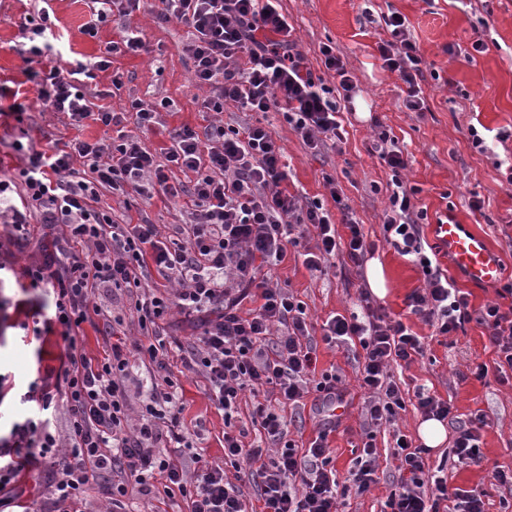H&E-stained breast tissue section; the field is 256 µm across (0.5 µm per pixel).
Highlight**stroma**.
Returning a JSON list of instances; mask_svg holds the SVG:
<instances>
[{
	"label": "stroma",
	"mask_w": 512,
	"mask_h": 512,
	"mask_svg": "<svg viewBox=\"0 0 512 512\" xmlns=\"http://www.w3.org/2000/svg\"><path fill=\"white\" fill-rule=\"evenodd\" d=\"M288 20L296 29L299 47L304 51L316 75L328 86H336L333 73L322 62L320 49L329 45L340 53L351 71L359 92L354 105L343 108L339 118L344 133L336 148L311 154L289 129L282 117L271 112L269 124L287 158L286 184L291 194L310 199H328L326 177L336 180V188L349 204L354 219L362 224L368 241L374 242L373 256L386 269L388 294L379 306L396 318H402L422 336L425 354L409 366L392 367L395 381L404 390L426 385L436 397L450 402L453 412L466 420L476 413L485 414L487 426L481 431L485 461L479 467L458 466L448 458L449 445L429 451V468L443 467L450 487L465 490L479 488L489 494V512H512V492L493 486L494 469H512V381L500 382L495 369L496 349L491 331L475 315L489 303L512 309V297L502 298L498 284L512 281V185L496 162L512 161V137L499 142L497 134H512V0H280ZM35 0H0V86L8 96L0 98V108L13 104V90L25 81L29 67L20 25L32 13ZM57 24L54 32L66 47L60 66L75 60L89 61L99 56L106 44L118 40L123 25L143 34L148 52L114 57L111 70L99 73L96 85L105 91L103 105L121 109L140 98L158 104L161 126L147 132L143 140L158 152L169 147L175 129L187 125L203 130L220 120L235 127L256 119L255 113L226 107L216 114L203 111L205 96L192 81L189 64L178 51L187 37V29L175 22L158 23L156 0H143L139 10L127 19L111 17L97 25L96 34H88L92 22L88 0H52ZM400 12L422 56L425 76L421 83L426 108L417 113L403 105L405 86L397 74L384 71L376 58V44L385 35L384 15ZM484 40L485 52L472 51L475 40ZM455 54H448V46ZM120 73L122 86L113 89L112 75ZM22 120L0 118V178L10 177L20 160L14 157L11 143L22 129H29L38 147L64 144L75 139L111 142L119 130L84 120L81 126L64 124L44 112L35 96L24 101ZM391 129L408 156L403 177L418 187V198L427 210L424 236L438 250L442 269L458 288L467 292L473 320L463 330L449 336L433 335L431 328L408 314L407 295L422 287L419 270L382 240V224L389 209L387 184L390 171L381 159L370 153L375 123ZM484 126L487 151L474 149L468 140V126ZM191 173L173 169L169 182L178 187L175 196L160 192L148 195L118 196L109 191L100 194L99 206L111 212L118 223L148 220L162 235H170L173 225L189 222L192 201L184 188ZM483 202L481 210L470 207L473 198ZM452 215L460 223L483 236L500 261L497 284L479 285L459 272L446 250L440 249L434 226L438 217ZM272 278L304 302L308 320L321 328L330 315H347L360 304V292L367 289L365 271L343 264H324L322 270H309L298 249H288L283 261L272 270ZM38 301L36 291L22 292L15 282L0 288V377L9 392L0 400V432L8 433L14 422L23 420L26 405L20 397L37 376L55 373L64 353L59 333L34 334L26 328L25 314L14 310L20 298ZM317 371H333L342 378L352 394L341 423L329 437V446L338 479H346L354 458L362 446L360 411L364 394L358 387L357 363L353 353L318 343ZM486 364L488 374L477 378L476 365ZM170 371L179 385L188 426L201 430L204 439L199 452L204 460L224 461V413L210 400L204 378L187 370L178 351L170 353ZM316 392H309L299 407H284L292 439L307 447L317 434ZM391 437L380 431L376 437L379 481L360 496L341 498L340 512H382L392 485L398 478L395 462L387 450Z\"/></svg>",
	"instance_id": "stroma-1"
}]
</instances>
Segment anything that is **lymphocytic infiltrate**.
I'll return each mask as SVG.
<instances>
[{"instance_id":"lymphocytic-infiltrate-1","label":"lymphocytic infiltrate","mask_w":512,"mask_h":512,"mask_svg":"<svg viewBox=\"0 0 512 512\" xmlns=\"http://www.w3.org/2000/svg\"><path fill=\"white\" fill-rule=\"evenodd\" d=\"M160 3V22L175 21L190 30L181 53L194 84L209 90L205 109L220 113L230 104L245 112H280L315 153L341 140L339 103L352 99L356 84L329 45L320 52L338 88L313 73L279 0ZM37 16L29 29L28 52L43 66L29 70L28 79L45 111L73 125L90 119L118 126L130 117L138 132L121 136L116 144L76 139L67 148L48 151L31 142L12 145L26 162L17 179L0 180V220L12 226L10 244L29 253L23 269L28 288L52 291V303H41L36 314L45 329L60 326L66 353L56 374L36 378L21 395L32 416L0 438V507L10 505L23 471L49 460L56 464L48 482L53 512H78L84 494L103 478L109 481L112 512H123L133 489L148 498L188 493L190 512H249L240 487L224 471L244 462L261 480V512H338L339 482L327 436L339 424L335 410L347 390L331 372L312 379L315 359L304 305L285 289L270 286L265 269L281 262L288 247L299 246L297 229L309 227L314 244L304 252L308 269L321 270L339 255L362 267L374 246L367 243L361 224L334 192V180L326 182L333 190L330 208L320 199L300 201L283 188L284 149L262 123L240 129L214 125L203 134L185 126L162 154L152 153L140 134L159 123L154 105L135 99L128 112H115L95 106L88 93L98 73L110 71L114 56L146 50L141 32L123 29L99 60H77L64 69L57 63L60 50L49 7L40 8ZM384 23L389 36L376 46L382 67L405 83L404 107L424 111L422 58L407 18L394 12ZM371 150L391 171L383 238L423 274V287L407 295L405 304L436 335L455 333L470 319L469 297L426 251V211L416 204L417 188L402 180L408 160L398 139L384 128L377 131ZM172 165L195 175L187 190L194 206L191 219L175 225L173 242L160 240L157 225L120 224L91 208L103 189L125 196L155 188L173 194L167 175ZM81 166L86 175L78 174ZM18 186L23 193L15 205L9 194ZM336 210L342 214L338 223L332 220ZM340 224L347 236L338 234ZM153 270L167 289L143 290ZM101 288L128 293L142 339L119 337L120 319L92 301ZM248 299L256 306L244 316L240 307ZM360 301L363 315L338 314L323 326L327 345L360 349L363 359L357 378L366 394L363 446L349 471V483L359 494L376 482L377 432L393 424L405 407L390 368L411 364L424 352L420 336L402 320L373 306L368 294H361ZM173 306L201 327L199 336L177 346L184 366L204 376L209 397L225 420L233 419L243 395H255L253 423L264 436L263 445L248 448L240 435L225 432L224 463H204L192 481L166 453L173 443L189 450L197 445L181 420L182 406L169 375L163 321ZM481 321L492 330L497 367L512 369V310L486 305ZM87 324L110 339L105 357L85 352ZM137 359L148 362L151 371L148 383L132 393L127 383ZM311 390L321 402L322 423L317 437L301 450L288 439L277 408L298 403ZM134 394L140 399L135 418L130 415ZM414 396L424 417L452 425L454 463L480 465L485 415L461 421L450 404L425 387L416 388ZM61 409L67 414L63 433L57 429ZM393 441L399 477L385 502L388 512H487L486 491L449 488L443 476L427 469L424 447L398 431Z\"/></svg>"}]
</instances>
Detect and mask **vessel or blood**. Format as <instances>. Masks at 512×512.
Returning a JSON list of instances; mask_svg holds the SVG:
<instances>
[{"label":"vessel or blood","mask_w":512,"mask_h":512,"mask_svg":"<svg viewBox=\"0 0 512 512\" xmlns=\"http://www.w3.org/2000/svg\"><path fill=\"white\" fill-rule=\"evenodd\" d=\"M438 238L456 267L474 283H494L500 273L496 252L480 236L457 221L439 225Z\"/></svg>","instance_id":"1"}]
</instances>
